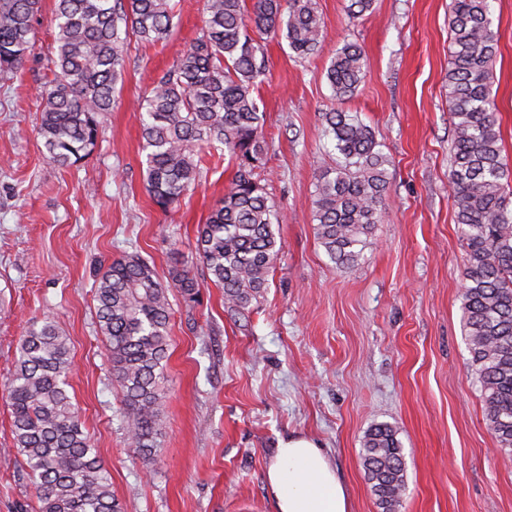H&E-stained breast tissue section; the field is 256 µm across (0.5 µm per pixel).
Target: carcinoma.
<instances>
[{"mask_svg": "<svg viewBox=\"0 0 512 512\" xmlns=\"http://www.w3.org/2000/svg\"><path fill=\"white\" fill-rule=\"evenodd\" d=\"M493 0H450L448 103L450 178L456 224L465 244L463 331L486 403V425L512 450V165L502 155L491 98L497 52ZM40 0H0V75L25 62ZM172 0H55L52 78L42 94L39 136L60 168L91 156L99 116L112 108L131 40L155 44L172 32ZM284 39L296 57L317 52L324 22L315 0H204L203 27L179 62L136 101L145 189L163 211L200 176L198 159L224 150L236 171L219 207L199 225L196 254L224 303L245 309L268 286L281 250L274 202L258 181L266 154L255 93L267 69L263 45L249 29ZM366 56L346 43L327 68L336 98L364 80ZM339 157L322 167L313 194L317 239L340 268L359 264L380 222L388 157L372 129L348 112L326 113ZM161 283L137 251L96 272L97 327L119 383L130 447L143 467L156 462L165 424L162 392L169 350L170 288L200 300L189 271ZM69 339L54 318L29 322L9 386L15 453L33 481L37 512H123L111 478L68 391ZM363 464L382 512H400L405 461L396 430L378 424L365 436Z\"/></svg>", "mask_w": 512, "mask_h": 512, "instance_id": "1", "label": "carcinoma"}]
</instances>
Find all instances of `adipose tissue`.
I'll return each instance as SVG.
<instances>
[{"mask_svg": "<svg viewBox=\"0 0 512 512\" xmlns=\"http://www.w3.org/2000/svg\"><path fill=\"white\" fill-rule=\"evenodd\" d=\"M277 512H350L347 493L329 457L311 439L282 440L267 468Z\"/></svg>", "mask_w": 512, "mask_h": 512, "instance_id": "obj_1", "label": "adipose tissue"}]
</instances>
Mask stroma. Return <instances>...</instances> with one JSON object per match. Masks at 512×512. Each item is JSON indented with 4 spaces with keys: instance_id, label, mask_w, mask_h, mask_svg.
Returning a JSON list of instances; mask_svg holds the SVG:
<instances>
[{
    "instance_id": "obj_1",
    "label": "stroma",
    "mask_w": 512,
    "mask_h": 512,
    "mask_svg": "<svg viewBox=\"0 0 512 512\" xmlns=\"http://www.w3.org/2000/svg\"><path fill=\"white\" fill-rule=\"evenodd\" d=\"M173 2L166 43H130L97 147L81 164H51L38 135L54 0H41L22 68L0 76V512L36 506L11 458L6 388L28 321L46 314L69 338V393L125 512H276L266 469L280 440L296 434L335 464L351 512H380L362 460L364 435L379 423L396 429L403 448L401 512H512V451L497 448L487 429L462 326L449 0H374L358 18L348 0H316L325 37L306 60L286 41L263 37L259 178L279 212L282 249L265 293L243 310L225 307L195 253L197 227L223 199L234 165L205 157L198 183L167 211L144 186L132 104L203 26L204 0ZM493 28L492 92L512 161V0H496ZM347 42L362 47L368 68L341 101L326 69ZM341 110L374 129L390 160L383 218L350 269L330 260L312 217L319 167L336 159L325 115ZM132 250L163 284L184 269L201 285L194 305L170 295L166 425L149 470L127 440L93 297L98 266Z\"/></svg>"
}]
</instances>
